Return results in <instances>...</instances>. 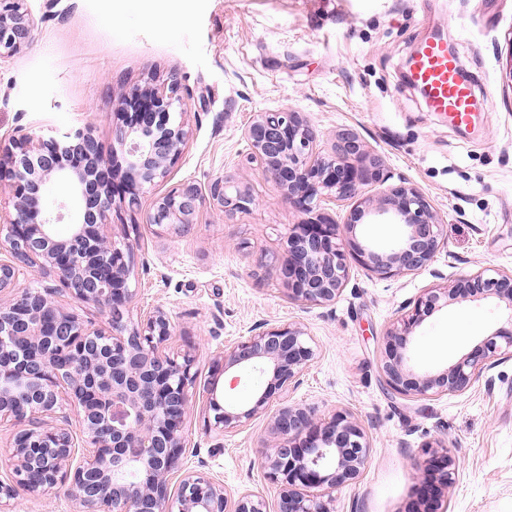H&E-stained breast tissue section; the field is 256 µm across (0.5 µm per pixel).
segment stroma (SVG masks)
I'll return each instance as SVG.
<instances>
[{
	"label": "stroma",
	"instance_id": "35a3bbf8",
	"mask_svg": "<svg viewBox=\"0 0 512 512\" xmlns=\"http://www.w3.org/2000/svg\"><path fill=\"white\" fill-rule=\"evenodd\" d=\"M28 47L0 59V141L25 131L92 132L104 155L118 148V87L179 84L187 144L163 180L109 236L130 240L133 317L163 307L174 324L171 353L196 358L199 382L211 362L256 326L295 324L316 359L291 402L319 413L347 411L371 442L353 484L335 492L336 512H403L415 491L413 461L439 443L458 460L448 512H512V359L470 389L434 399L400 397L380 378L384 336L424 289L464 273L512 270V0H26ZM116 32H108L106 19ZM447 37L478 86L474 129L429 112L404 77L427 38ZM302 113L330 151L356 133L381 157L391 183L419 188L447 222L433 261L384 279L358 263L329 306L288 296L276 264L289 225L304 221L261 166L248 162L243 133L261 112ZM229 176L248 189L251 209L226 219L203 206L190 231L148 224L155 201L182 184L206 192ZM512 312L495 298L462 300L413 332L421 370L455 362L505 326ZM194 396L184 465L223 480L233 493H277L263 477L260 444L270 416L221 435L206 432Z\"/></svg>",
	"mask_w": 512,
	"mask_h": 512
}]
</instances>
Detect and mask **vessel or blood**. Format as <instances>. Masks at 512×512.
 Here are the masks:
<instances>
[{"instance_id": "b4317fda", "label": "vessel or blood", "mask_w": 512, "mask_h": 512, "mask_svg": "<svg viewBox=\"0 0 512 512\" xmlns=\"http://www.w3.org/2000/svg\"><path fill=\"white\" fill-rule=\"evenodd\" d=\"M409 78L424 93L431 112L457 128L475 125L474 85L461 75L446 39L433 36L420 45L410 62Z\"/></svg>"}]
</instances>
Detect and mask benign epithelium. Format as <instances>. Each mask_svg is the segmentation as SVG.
Wrapping results in <instances>:
<instances>
[{
	"label": "benign epithelium",
	"mask_w": 512,
	"mask_h": 512,
	"mask_svg": "<svg viewBox=\"0 0 512 512\" xmlns=\"http://www.w3.org/2000/svg\"><path fill=\"white\" fill-rule=\"evenodd\" d=\"M25 2L0 0V57L15 56L28 44ZM178 92L172 82L134 88L118 98L125 129L119 136L123 179L116 187L92 178L104 160L87 131L48 139L23 133L0 145V181H10L15 198V216L0 226V253L9 254L0 259V420L20 425L11 448L13 479L0 481V509L21 491L43 496L63 488L80 512H335L334 492L357 480L367 465L369 438L350 413L321 416L289 402L316 352L304 329L284 324L224 351L203 385L208 432L240 431L276 404L268 438L261 443V469L277 490L276 510L259 491L234 495L220 480L184 468L195 357L165 352L174 326L163 308L132 322L127 281L133 245L110 239L106 231L115 194L128 198L130 208L138 205L140 195L181 155L188 130L177 116ZM245 139L250 160L262 165L288 203L308 216L289 228L279 270L292 300L313 306L336 302L349 281L350 258L389 279L421 270L439 251L445 221L420 190L404 181L387 184L389 175L376 155L360 168L342 163L349 155L365 154L355 133H342L332 151L323 154L315 150L317 133L301 113L261 112L245 129ZM36 160L44 166L37 182L30 177ZM53 177L72 186L64 235L57 229L64 214L47 209L41 195ZM373 182L383 185L375 209L359 204L342 224L321 212L322 204L357 198ZM206 203L230 219L250 209L254 199L231 178L218 177L205 195L192 186L171 189L156 200L148 223L184 233ZM374 212L405 227L387 251L357 239V226ZM24 266L38 267L59 287L105 308L111 330L91 328L63 310L52 288L20 286ZM489 297L512 311V271L495 277L463 274L449 288L426 289L386 332L380 375L390 391L419 398L463 392L511 359L512 327H502L453 364L423 372L412 365V333L427 317L457 300ZM257 365L267 377L257 396L239 403L220 397L218 375ZM63 399L77 408L85 434L79 458L68 421L48 423ZM425 454L427 459L413 464L418 488L406 512H447L456 457L443 446L429 445ZM178 472L174 492L170 481Z\"/></svg>",
	"instance_id": "1"
}]
</instances>
